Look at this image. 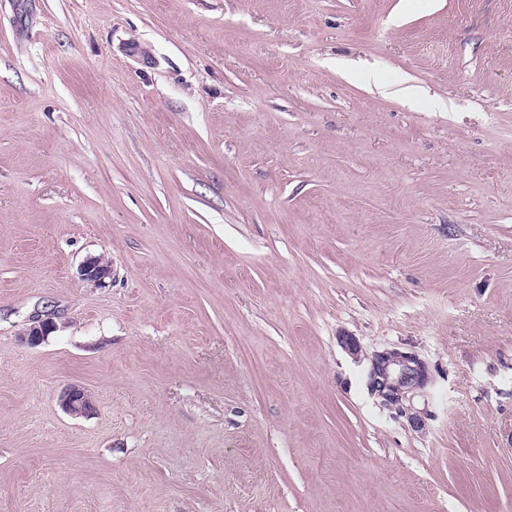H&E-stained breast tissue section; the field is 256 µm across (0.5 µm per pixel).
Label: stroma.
<instances>
[{"mask_svg":"<svg viewBox=\"0 0 512 512\" xmlns=\"http://www.w3.org/2000/svg\"><path fill=\"white\" fill-rule=\"evenodd\" d=\"M0 512H512V0H0ZM81 279L95 288H105L112 277V264L99 256H90L78 267ZM57 328L55 322L46 319H34L32 323L20 334L21 339L29 345L42 343ZM421 363L410 353L385 352L372 363V385L382 397H395L400 404L407 392L422 386ZM64 409L73 415H88L94 409L92 400L87 391L79 386H70L61 396Z\"/></svg>","mask_w":512,"mask_h":512,"instance_id":"35a3bbf8","label":"stroma"}]
</instances>
